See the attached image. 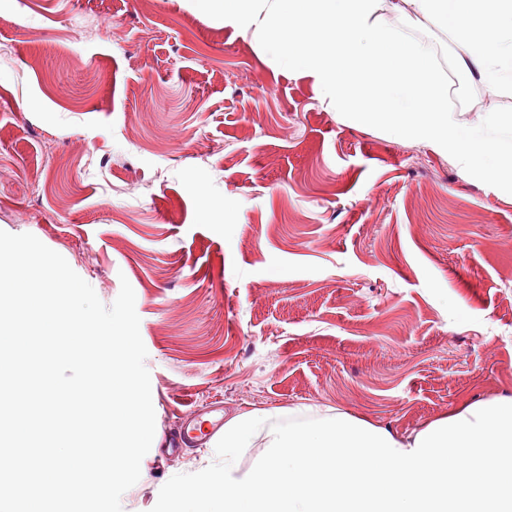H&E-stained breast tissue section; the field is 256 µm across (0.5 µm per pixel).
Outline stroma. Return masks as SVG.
Segmentation results:
<instances>
[{
  "label": "stroma",
  "mask_w": 512,
  "mask_h": 512,
  "mask_svg": "<svg viewBox=\"0 0 512 512\" xmlns=\"http://www.w3.org/2000/svg\"><path fill=\"white\" fill-rule=\"evenodd\" d=\"M481 123L512 95L474 86ZM0 230L135 292L151 512L187 415L339 410L396 438L512 396V194L352 124L191 0H0Z\"/></svg>",
  "instance_id": "obj_1"
}]
</instances>
